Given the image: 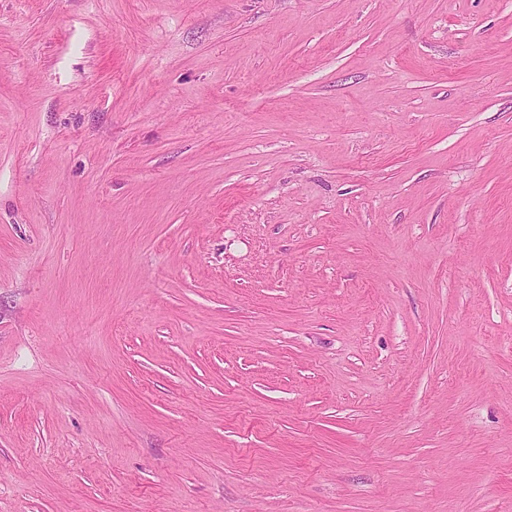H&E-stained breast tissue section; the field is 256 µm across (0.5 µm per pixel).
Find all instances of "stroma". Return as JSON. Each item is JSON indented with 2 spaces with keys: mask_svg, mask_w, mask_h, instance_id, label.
Masks as SVG:
<instances>
[{
  "mask_svg": "<svg viewBox=\"0 0 512 512\" xmlns=\"http://www.w3.org/2000/svg\"><path fill=\"white\" fill-rule=\"evenodd\" d=\"M0 512H512V0H0Z\"/></svg>",
  "mask_w": 512,
  "mask_h": 512,
  "instance_id": "35a3bbf8",
  "label": "stroma"
}]
</instances>
